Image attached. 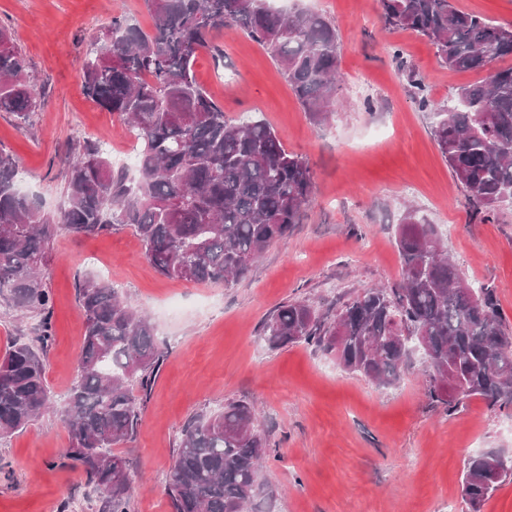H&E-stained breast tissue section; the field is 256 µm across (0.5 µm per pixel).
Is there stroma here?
Listing matches in <instances>:
<instances>
[{"instance_id":"35a3bbf8","label":"stroma","mask_w":512,"mask_h":512,"mask_svg":"<svg viewBox=\"0 0 512 512\" xmlns=\"http://www.w3.org/2000/svg\"><path fill=\"white\" fill-rule=\"evenodd\" d=\"M295 3L336 30L342 80L327 122L312 120L281 67L241 30L220 37L223 65L204 53L193 75L227 118H264L306 161L314 188L300 224L229 284L161 276L128 226L81 238L58 232L42 270L51 297L45 378L54 402L0 440V512H102L104 493L66 457L60 407L82 341L77 285L99 276L103 263L122 297L149 316L165 353L138 432L118 449L132 483L128 512H172L166 487L183 424L232 401L255 404L269 431L262 473L276 493L272 512H448L452 505L465 512V460L487 451L512 456V410L470 398L445 411L425 395L421 352L410 353L398 385L383 387L314 347L271 350L259 336L281 305L304 301L332 314L363 289L397 284L396 238L408 207L436 225L472 287L495 289L512 334V205L486 221L476 216L439 151L432 113L406 78L416 71L431 99L447 105L487 71L443 66L425 37L385 23L379 0ZM116 17L152 24L144 0H0V25L20 46L39 103L25 124L0 112V149L13 154L21 191L44 213L63 208L66 159L84 140L110 154L124 147L126 128L84 94L81 70Z\"/></svg>"}]
</instances>
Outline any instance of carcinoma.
Segmentation results:
<instances>
[{
	"mask_svg": "<svg viewBox=\"0 0 512 512\" xmlns=\"http://www.w3.org/2000/svg\"><path fill=\"white\" fill-rule=\"evenodd\" d=\"M151 30L112 20L82 64L85 94L140 140L138 178L113 170L100 145L86 141L67 161L65 206L43 213L18 186L14 157L0 150V296L40 317L39 336L12 341L0 356V439L26 428L53 403L45 381L50 294L40 279L54 235H99L131 226L162 276L229 283L245 276L264 250L300 223L313 194L305 160L286 151L264 120L226 118L197 84L193 64L238 28L279 63L316 122L336 96V31L318 14L282 11L271 0H145ZM382 18L418 32L454 71L482 70L512 56V27L458 10L451 0H380ZM408 79L420 105L437 116L434 136L469 201L490 214L512 202V67L460 87L457 104L435 105L415 71ZM36 101L26 60L0 26V112L26 122ZM402 280L367 288L332 316L295 301L262 324L271 349L305 343L345 370L382 386L401 378L405 333L426 355V395L453 412L479 397L512 406V336L502 325L495 290L472 288L444 253L433 225L408 211L397 239ZM84 334L75 379L61 406L69 426L66 455L106 494L103 512H127L131 479L112 447L132 438L163 363L154 326L101 278L79 282ZM137 381L140 394L130 389ZM269 435L251 404L230 402L189 420L167 482L173 512H263L271 501L262 475ZM493 453L469 457L462 471L467 512L512 475L494 474Z\"/></svg>",
	"mask_w": 512,
	"mask_h": 512,
	"instance_id": "carcinoma-1",
	"label": "carcinoma"
}]
</instances>
